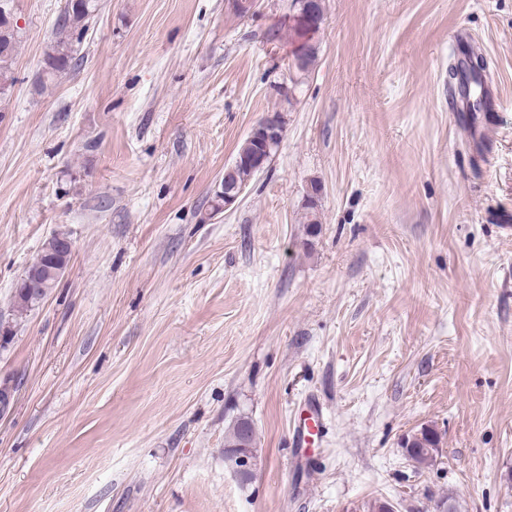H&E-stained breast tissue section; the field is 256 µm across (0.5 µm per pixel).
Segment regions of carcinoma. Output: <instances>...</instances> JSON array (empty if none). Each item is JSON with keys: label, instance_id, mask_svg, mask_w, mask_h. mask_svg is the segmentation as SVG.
Returning <instances> with one entry per match:
<instances>
[{"label": "carcinoma", "instance_id": "1", "mask_svg": "<svg viewBox=\"0 0 512 512\" xmlns=\"http://www.w3.org/2000/svg\"><path fill=\"white\" fill-rule=\"evenodd\" d=\"M97 0H78L72 4V0H66V6L58 22L54 33V40L50 51L44 59V67L41 71L38 84L46 87L47 83L61 74L66 73L73 67L75 60L76 45L80 44L88 30V23L97 10ZM298 46L294 55L302 60V67L299 73L305 74L313 69L318 57L316 44L312 39L303 35H296ZM21 35L10 37V41L3 44L0 42V97L7 96L9 89L14 83L12 76V65ZM484 60L481 56H471L463 64V68L451 67L448 69V81L457 78H464L465 73H470V95L475 99L472 109L481 108V96L475 95V89L482 87V70ZM61 246H71L69 238L63 234H57L48 239L41 247L36 260L43 261L50 251ZM39 304L31 295L19 289L14 293L12 316L21 317ZM400 447L406 449V456L417 469H424L433 466L437 460L438 448L441 444V437L436 428L425 424L416 430L404 435L399 441Z\"/></svg>", "mask_w": 512, "mask_h": 512}]
</instances>
